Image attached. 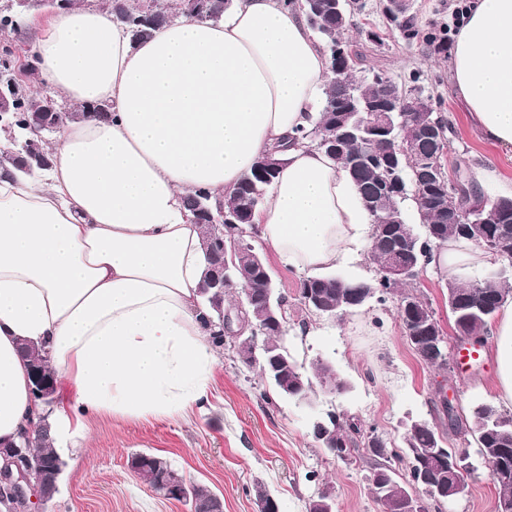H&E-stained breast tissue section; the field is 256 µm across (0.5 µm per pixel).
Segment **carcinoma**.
<instances>
[{"instance_id": "1", "label": "carcinoma", "mask_w": 512, "mask_h": 512, "mask_svg": "<svg viewBox=\"0 0 512 512\" xmlns=\"http://www.w3.org/2000/svg\"><path fill=\"white\" fill-rule=\"evenodd\" d=\"M38 0H11V7L0 14V33L5 35L15 33L24 24L27 12L37 6ZM209 8L200 16V19L216 21L224 16V9L232 4V0H207ZM106 8L110 11L114 21L123 25L132 43L137 44L148 40L159 27L168 23L170 16L164 7L150 8L145 5L130 7L125 0H107ZM319 12L323 25L316 35L323 41L327 54H332L331 45L337 44L342 47L345 54L342 56L343 65L351 72L358 70V62L363 60V54L353 48V44L343 38L344 31L351 24L349 16L340 17L331 9L330 0H320ZM391 24L399 31L401 37L408 43L417 39L426 42L438 54L448 52V40L440 39L434 34H425L416 22V16L411 14L403 20H393ZM6 81L13 85L12 94L8 96L6 107L8 112L0 113V135L3 136V143L0 144V152L8 155L7 160L0 165L1 168L12 169L20 174H31L37 170L23 161L25 156L24 142L31 135V128L37 127L46 116H51L52 127L65 120L82 121L89 117L107 119L111 115L112 105L102 102L90 105H81L77 108L66 109V106L55 101L53 107H48L46 97H34L23 84V81L14 77L11 60L0 58V82ZM378 92L373 76L361 77L357 88V100L359 103L370 102L377 98ZM349 99L346 90L334 83L325 98L319 111L318 121L323 124H331L339 119L355 121V117L346 111ZM421 120L436 122L444 133L452 131V127L442 116L434 112L430 99L422 102L420 114ZM392 134L401 139L403 152L400 155L398 167L394 173L403 181L406 192L405 196H388L383 203V213L380 217L389 219L393 215L405 217L403 203L405 197L412 194L413 187L410 184L411 169L424 157L435 153V147L415 138L409 132L407 126L402 123V116H394ZM366 132L360 131L341 148L336 154L347 162H352L363 151V137ZM276 173L263 175L258 168L246 175L240 182L233 197L224 205L217 203L211 194L204 190H196L184 198L186 208L193 212L209 206L218 209L224 208L228 217L236 224L250 228L253 223L254 212L265 201L267 187L271 185ZM382 179V170L376 165L362 166L355 169V185L359 193L373 195L378 193ZM479 192L468 181L449 198V204L465 211L477 206L475 198ZM420 223L431 229L437 236V242L444 243L451 237H464L455 224H438L436 218L429 212L417 211ZM378 266L379 278L374 283L364 281L345 280L341 277L323 276L307 277L302 280L303 288L301 298L306 299L313 295L320 301L321 307H312V310L325 314V310L344 307L345 300L358 288H370L373 294L379 295V301H386L385 295L392 294L398 290V284L387 279L384 268L388 262L385 253L380 252L373 256ZM234 279L241 284L249 283L253 286L256 301L263 299L264 289L257 271L243 263L238 265L234 272ZM458 295L457 308L451 311L453 321L463 323L467 330L476 336L479 345H484L485 335L488 332L494 313L505 302L508 297L506 289L507 281L500 279H487L482 283L485 290L495 296L494 302L488 310H481L468 301L470 292L469 284L449 283ZM412 321L418 333L423 335L428 329L439 330V322L435 317L432 308L423 300L416 299ZM241 362L248 366L258 367L260 373L264 374L269 383L280 396H288L296 400L299 398H310L312 386L309 379L303 373L301 366L289 354L275 363L269 362L261 354L249 356L238 353ZM444 415L448 417V429L459 435L468 433L474 435V441L481 458H494L496 463L501 465L500 476L496 479L499 489V499L512 500V416H505L499 410L489 404L482 403L475 406L470 414L469 420L463 422L455 414L451 407H444ZM321 433L328 436H336V457L345 458L349 452L350 443L353 442L352 435L361 434L358 423L341 422L340 416L329 413L324 419V426ZM406 447L390 448L376 431L372 430L364 436L363 445L371 449L370 472L380 471L383 477L371 481L372 495L382 509V512H401V504L407 487L397 471V464L403 461V456L410 455V450H415L422 460L433 457L438 446L441 445V437L437 432V426L425 423L414 428L404 437ZM431 477L446 487L454 483V474L448 462H443L442 467L432 469L429 473L422 472L419 468L410 469L411 482L420 485L422 479Z\"/></svg>"}]
</instances>
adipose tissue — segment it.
Here are the masks:
<instances>
[{"label":"adipose tissue","mask_w":512,"mask_h":512,"mask_svg":"<svg viewBox=\"0 0 512 512\" xmlns=\"http://www.w3.org/2000/svg\"><path fill=\"white\" fill-rule=\"evenodd\" d=\"M39 84L109 119L64 122L45 176L0 169V442L49 422L81 447L88 418H171L208 399L217 357L198 293L201 229L182 198L230 199L263 155L286 159L254 222L288 268L334 270L368 231L349 172L299 141L330 88V60L282 0H233L220 22L176 20L132 45L108 9L58 12L30 46ZM450 71L481 138L512 159V0H469ZM471 242L434 251L467 278ZM499 396L512 401V298L489 330ZM27 342L72 388L31 394Z\"/></svg>","instance_id":"1"}]
</instances>
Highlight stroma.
Returning a JSON list of instances; mask_svg holds the SVG:
<instances>
[{
  "mask_svg": "<svg viewBox=\"0 0 512 512\" xmlns=\"http://www.w3.org/2000/svg\"><path fill=\"white\" fill-rule=\"evenodd\" d=\"M378 4L365 0L348 31L349 40L364 53L363 70L384 73L406 87L417 84L430 96L435 112L450 121L454 155H467L475 167L494 165L512 178V160L471 128L467 107L453 86L448 57L433 53L424 42L404 41ZM52 17L45 7L32 11L21 32L0 37V48L10 49L16 68H23L32 41ZM370 30L380 34L381 46L367 42ZM254 246L288 300L289 353L309 375L317 360H328L348 380L349 390L334 396L317 385L310 406L296 405L277 395L258 368L242 363L232 343H225L216 349L219 363L203 407L184 418L96 420L82 448L63 452L59 491L38 512H190L189 504L162 498L133 475L127 461L136 453L166 459L188 483L217 495L224 512H258L261 488L277 501L279 512H307L309 499L324 487L336 498V512H380L370 492L368 457L355 454L340 460L312 436L314 418L331 412L358 419L363 430H377L389 446L398 448L411 421L438 424L445 447L469 452L468 492L443 503L422 497L425 512H498L499 490L474 442L449 432L441 413V400L447 397L464 418L474 405L486 401L512 415V402L497 395L493 354H485L479 369L444 379L408 342L397 297L382 304L370 302L342 317L317 316L300 299L302 274L284 267L262 241ZM447 280V275L428 268L413 288L430 304L453 345L457 336Z\"/></svg>",
  "mask_w": 512,
  "mask_h": 512,
  "instance_id": "35a3bbf8",
  "label": "stroma"
}]
</instances>
